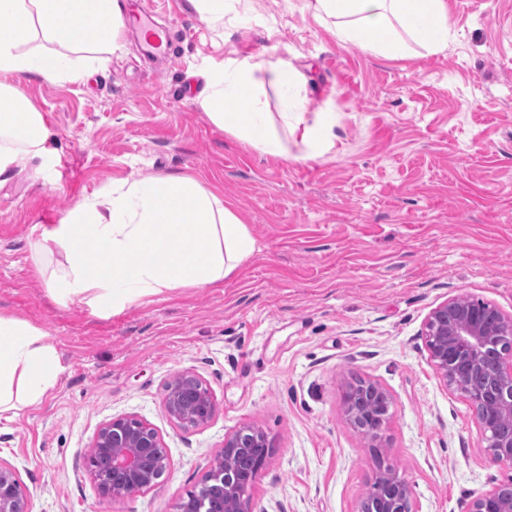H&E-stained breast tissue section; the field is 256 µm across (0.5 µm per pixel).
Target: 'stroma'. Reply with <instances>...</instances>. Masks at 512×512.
<instances>
[{
  "instance_id": "obj_1",
  "label": "stroma",
  "mask_w": 512,
  "mask_h": 512,
  "mask_svg": "<svg viewBox=\"0 0 512 512\" xmlns=\"http://www.w3.org/2000/svg\"><path fill=\"white\" fill-rule=\"evenodd\" d=\"M170 53L149 58L129 28L82 83L23 78L50 153L0 187V315L44 331L63 367L41 405L0 418V460L32 512H177L198 492L225 434L261 429L272 453L254 512H356L379 464L419 512H464L512 478L489 463L474 411L432 367L424 322L466 297L512 315V0H447L448 47L386 59L341 44L310 0H151ZM229 57L289 61L334 122L313 161L261 154L216 127L199 71ZM186 174L256 241L217 288H176L107 318L55 298L63 260L46 230L112 185ZM209 388L212 420L184 428L165 408L181 371ZM356 378L391 395L382 454L343 413ZM147 421L171 460L159 485L100 498L87 457L100 426Z\"/></svg>"
}]
</instances>
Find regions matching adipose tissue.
<instances>
[{
  "mask_svg": "<svg viewBox=\"0 0 512 512\" xmlns=\"http://www.w3.org/2000/svg\"><path fill=\"white\" fill-rule=\"evenodd\" d=\"M312 7L338 42L389 59L418 47L444 51L453 27L447 0H314ZM122 25L119 0H0V185L16 175L21 158L46 154L49 138L40 112L8 77L85 81L104 60L71 57L80 33L109 45ZM39 34L57 43V50H32ZM307 81L285 60L236 58L211 67L198 99L217 127L263 154H289L288 138L296 136L293 157L306 162L331 146L326 114L306 118ZM268 87L278 94L276 117L260 101ZM47 238L66 251L56 293L103 314L166 289L210 287L255 251L247 225L200 183L178 174L117 184L77 203ZM61 370L41 330L0 315V415L41 404Z\"/></svg>",
  "mask_w": 512,
  "mask_h": 512,
  "instance_id": "1",
  "label": "adipose tissue"
}]
</instances>
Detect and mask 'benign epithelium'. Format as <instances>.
Masks as SVG:
<instances>
[{
  "instance_id": "7a95c632",
  "label": "benign epithelium",
  "mask_w": 512,
  "mask_h": 512,
  "mask_svg": "<svg viewBox=\"0 0 512 512\" xmlns=\"http://www.w3.org/2000/svg\"><path fill=\"white\" fill-rule=\"evenodd\" d=\"M430 361L446 386L471 403L485 446L483 454L494 464L512 467V316L499 311L490 318L483 310L460 297L451 298L431 310L423 333ZM483 379L482 389L471 394L465 380ZM347 421L358 432L376 442L390 419L392 398L378 383L360 381L342 390ZM165 407L182 426L207 424L215 412L209 389L191 371H184L167 386ZM263 432L244 424L224 436V448L216 455L202 479L200 490L178 506V512H253V490L267 463L261 453ZM158 433L136 416H119L99 429L92 449L112 460V472L90 469L102 498L121 500L146 492L170 467ZM0 512H30L14 468L0 461ZM357 512H418L411 489L399 472L379 469ZM466 512H512V482L475 494Z\"/></svg>"
}]
</instances>
